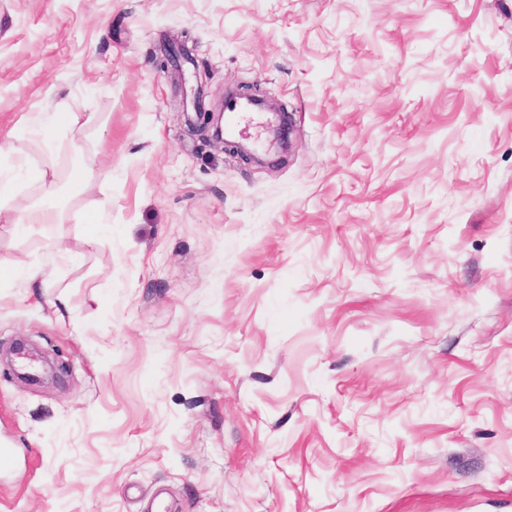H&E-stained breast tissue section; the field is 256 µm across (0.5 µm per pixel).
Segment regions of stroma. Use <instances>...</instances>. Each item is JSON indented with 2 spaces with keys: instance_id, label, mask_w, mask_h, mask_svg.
I'll list each match as a JSON object with an SVG mask.
<instances>
[{
  "instance_id": "stroma-1",
  "label": "stroma",
  "mask_w": 512,
  "mask_h": 512,
  "mask_svg": "<svg viewBox=\"0 0 512 512\" xmlns=\"http://www.w3.org/2000/svg\"><path fill=\"white\" fill-rule=\"evenodd\" d=\"M244 83L283 164L195 128ZM51 112L86 123L48 154ZM20 169L12 217L42 169L64 214L0 221L47 277L0 278V512H512V0H0ZM200 113V116L203 120V129L212 128L213 132L211 134L212 138L215 140L223 141V129L221 126V121L223 118V113L218 112L217 115H215V112L211 111H198ZM207 112V113H206ZM225 148H227L228 151H232V153L237 154L240 156L241 159L250 161L256 164H270L275 161H268L267 159H263L261 157L256 156L255 154L251 153L246 147L239 143H232L228 142L226 140L223 141ZM107 208L108 203L106 201L101 202L100 205H98L90 214H88L84 220L85 224L89 221H91L92 224L91 230L86 237L87 243L90 247L98 246L101 243L102 232L104 227H106L105 225H107L105 222L107 216ZM60 211L53 205L33 206L28 209L23 216L15 220L12 224L14 229L32 226L34 224H58Z\"/></svg>"
}]
</instances>
